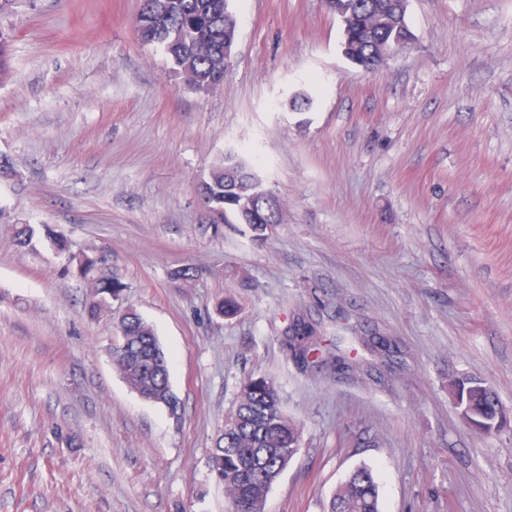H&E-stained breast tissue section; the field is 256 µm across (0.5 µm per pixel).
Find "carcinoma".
Instances as JSON below:
<instances>
[{
	"instance_id": "obj_1",
	"label": "carcinoma",
	"mask_w": 512,
	"mask_h": 512,
	"mask_svg": "<svg viewBox=\"0 0 512 512\" xmlns=\"http://www.w3.org/2000/svg\"><path fill=\"white\" fill-rule=\"evenodd\" d=\"M328 9L342 22L343 41L351 62L372 69L375 52L382 46L405 48L412 40L406 10L400 0H326ZM233 13L229 0H144L137 17L142 42L159 44L169 57L173 72L193 90L203 93L224 78V42L231 41ZM266 194L259 176L229 155L200 184V195L217 221L238 224H278L281 206L273 201L265 212L250 208L253 198ZM75 272L91 282L94 299L88 313L96 317L121 297L122 284L102 278V260L82 253L69 257ZM120 342L114 361L125 381L146 400L178 416L179 401L169 380V358L153 327L135 310L117 323ZM318 328L298 318L288 329L285 347L303 368L318 365L315 355ZM448 390L476 427L493 426L505 419L504 407L483 378L461 375L448 382ZM300 430L281 408L273 382L251 379L237 394L235 411L216 439L210 461L224 482L231 512H264L269 490L299 449ZM327 512H380L379 483L373 470L356 467L331 496Z\"/></svg>"
}]
</instances>
